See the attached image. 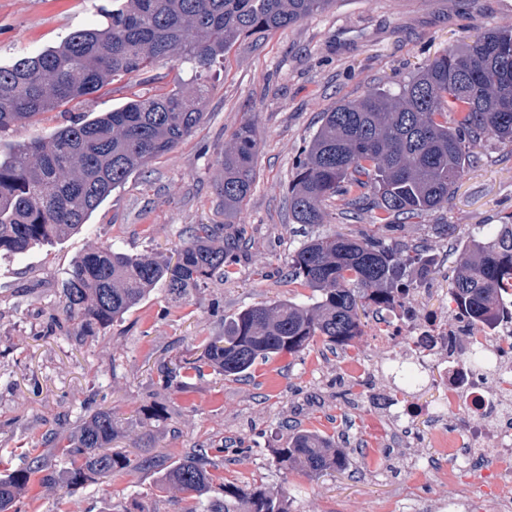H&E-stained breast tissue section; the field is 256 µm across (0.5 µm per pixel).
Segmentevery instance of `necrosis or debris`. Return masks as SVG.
<instances>
[{
  "instance_id": "4bbe7bcc",
  "label": "necrosis or debris",
  "mask_w": 512,
  "mask_h": 512,
  "mask_svg": "<svg viewBox=\"0 0 512 512\" xmlns=\"http://www.w3.org/2000/svg\"><path fill=\"white\" fill-rule=\"evenodd\" d=\"M375 333L402 345L386 358L388 368L406 363L443 380L442 401L425 413L449 419L456 430L437 438L451 473L467 472L482 459L489 501L512 512V320L472 325L462 315L425 313L404 300L376 318ZM488 435L494 447H482Z\"/></svg>"
}]
</instances>
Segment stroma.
I'll use <instances>...</instances> for the list:
<instances>
[{
  "mask_svg": "<svg viewBox=\"0 0 512 512\" xmlns=\"http://www.w3.org/2000/svg\"><path fill=\"white\" fill-rule=\"evenodd\" d=\"M111 9L112 0H0V66L102 24ZM511 25L512 0H333L295 25L241 39L208 73L204 116L190 137L113 191L79 233L22 256L0 255V474L43 454L47 429L67 433L99 407L123 423L119 449L153 462L72 493H51L33 481L21 512H203L200 501L159 482L164 468L195 448L219 449L216 481L287 495L291 512H437L454 493L482 497L483 485L470 475L449 481L429 418H414L401 435L376 425L387 396L430 404L443 387L435 375L413 386L381 370L394 347L372 337V319L348 344L318 336L299 352L257 361L241 377L208 372L168 391L157 382L160 365L193 355L243 309L309 299L310 289L285 275L289 254L304 238L288 212V187L324 112L370 88L408 81L476 32ZM194 78L188 65L159 62L14 127L0 143L49 135L175 83L191 86ZM248 118L258 129L256 181L228 221L217 193L221 160L232 132ZM474 153L477 164L443 207L381 228L374 210L350 215L336 197L317 233L379 230L392 242L427 244L437 273L416 285L411 299L421 311L446 312L471 227L512 215V147L487 137ZM190 224H220L240 237L242 251L228 277L181 303L155 289L96 337L51 330L62 315L61 281L76 256L104 243L168 255ZM440 224L447 234L437 232ZM356 360L372 372L354 381L346 366ZM156 402L164 418L142 420V408ZM294 427L330 436L346 454L343 469L310 477L278 462L274 451Z\"/></svg>",
  "mask_w": 512,
  "mask_h": 512,
  "instance_id": "obj_1",
  "label": "stroma"
}]
</instances>
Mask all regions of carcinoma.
<instances>
[{"mask_svg": "<svg viewBox=\"0 0 512 512\" xmlns=\"http://www.w3.org/2000/svg\"><path fill=\"white\" fill-rule=\"evenodd\" d=\"M330 3L121 0L102 26L74 31L57 47L0 67V135L118 78L143 75L160 60L187 62L200 75L241 38L294 25ZM201 92L179 85L0 149V254L20 255L78 232L113 190L193 133L203 116ZM487 136L512 145V26L444 53L396 91L373 88L324 113L296 159L288 210L296 224H322L324 202L340 196L353 211L378 210L381 224L414 219L448 203L473 162L472 148ZM257 145V127L248 119L224 149L217 191L226 217L251 193ZM237 258L236 241L224 237L222 224L189 225L170 256L93 248L74 259L62 280L66 335H99L159 287L186 300L216 274L231 273ZM434 271L426 247L404 249L367 235L310 236L288 256L287 274L311 289V302L240 311L224 323V335L202 341L197 357L162 365L161 384L169 389L208 368L239 377L257 359L298 352L316 336L344 345L360 333L358 309L390 307ZM450 294L487 323L512 307V216L474 227ZM121 436L105 408L89 413L65 439L45 434V447L62 449L65 465L39 456L1 476L0 512L15 510L36 474L47 490L72 493L115 471L143 469L146 461L112 448ZM274 453L309 476L345 460L332 440L310 431ZM215 467L209 449L195 448L167 467L160 483L208 501L207 512H289L288 500L260 488L214 484Z\"/></svg>", "mask_w": 512, "mask_h": 512, "instance_id": "carcinoma-1", "label": "carcinoma"}]
</instances>
